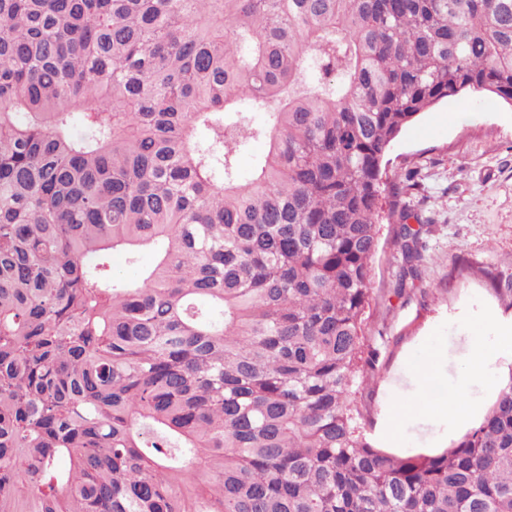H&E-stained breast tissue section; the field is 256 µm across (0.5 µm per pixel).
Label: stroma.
<instances>
[{"label":"stroma","mask_w":512,"mask_h":512,"mask_svg":"<svg viewBox=\"0 0 512 512\" xmlns=\"http://www.w3.org/2000/svg\"><path fill=\"white\" fill-rule=\"evenodd\" d=\"M390 171L416 173L415 189L397 198L398 212L420 231L419 260L405 264L400 226L382 223L371 270L367 336L376 348L363 400L369 441L390 449L389 412L408 387L427 385L434 398L467 382L484 416L497 391L469 374L466 325L484 314L512 322V104L477 93L449 98L405 128L388 153ZM444 350L433 378H425L432 347ZM468 429L449 425L441 407L407 420L402 453L448 447Z\"/></svg>","instance_id":"35a3bbf8"}]
</instances>
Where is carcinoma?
Masks as SVG:
<instances>
[{"label": "carcinoma", "instance_id": "carcinoma-1", "mask_svg": "<svg viewBox=\"0 0 512 512\" xmlns=\"http://www.w3.org/2000/svg\"><path fill=\"white\" fill-rule=\"evenodd\" d=\"M466 92L512 0H0V512H512V373L434 452L359 401L387 152ZM156 261L154 251L142 250L132 262H128L127 256L123 253L112 255V268L126 280L137 279L143 270L150 268Z\"/></svg>", "mask_w": 512, "mask_h": 512}]
</instances>
